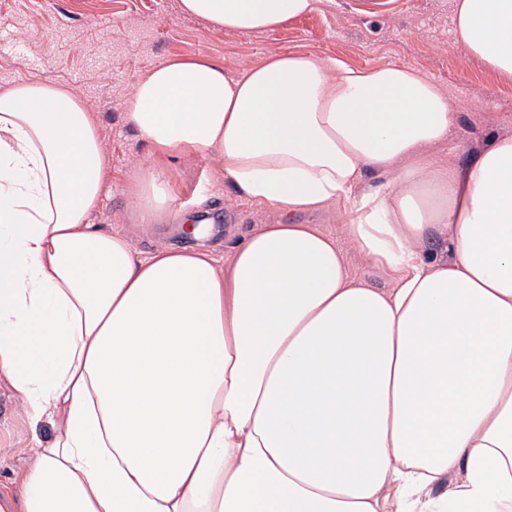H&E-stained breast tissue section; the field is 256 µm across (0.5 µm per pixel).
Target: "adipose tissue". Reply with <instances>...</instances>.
Returning a JSON list of instances; mask_svg holds the SVG:
<instances>
[{"mask_svg": "<svg viewBox=\"0 0 512 512\" xmlns=\"http://www.w3.org/2000/svg\"><path fill=\"white\" fill-rule=\"evenodd\" d=\"M315 2L181 9L243 33ZM454 37L512 80V0H455ZM127 105L155 159L217 155L280 221L138 253L90 221L95 112L50 77L0 92V382L54 428L0 512H512V127L458 164L439 84L289 51L235 77L172 56ZM126 195L170 212L153 168ZM335 203L344 239L295 221ZM345 247L348 252L351 269L354 273L360 275L366 273L369 279L377 286H386L388 284V276L384 272L366 267L361 255L352 245L348 244Z\"/></svg>", "mask_w": 512, "mask_h": 512, "instance_id": "adipose-tissue-1", "label": "adipose tissue"}]
</instances>
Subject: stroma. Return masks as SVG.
<instances>
[{
	"mask_svg": "<svg viewBox=\"0 0 512 512\" xmlns=\"http://www.w3.org/2000/svg\"><path fill=\"white\" fill-rule=\"evenodd\" d=\"M454 0H318L311 14L272 32L224 34L184 14L180 0H0V89L51 76L75 90L97 112L110 159L112 185L97 223L129 235L147 253L177 243L192 246L178 220L139 223L124 187L146 165L151 148L127 116L137 81L161 60L206 58L235 76L275 51L338 59L355 68L403 64L441 84L462 115L453 145L486 137L502 118H512V81L471 58L453 38ZM160 183L172 211L212 208L210 246L223 250L229 236L254 224H274L278 213L240 195L225 182L217 158L187 155L164 163ZM51 425L31 426L15 392L0 383V483H19L32 435L50 438Z\"/></svg>",
	"mask_w": 512,
	"mask_h": 512,
	"instance_id": "1",
	"label": "stroma"
}]
</instances>
